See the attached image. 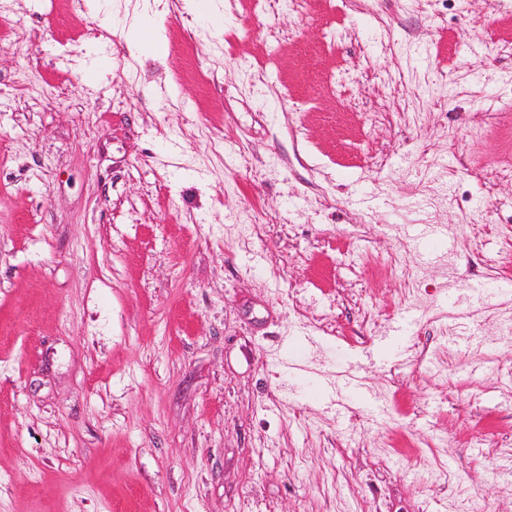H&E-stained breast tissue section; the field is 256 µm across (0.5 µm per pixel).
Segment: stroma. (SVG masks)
<instances>
[{
    "mask_svg": "<svg viewBox=\"0 0 512 512\" xmlns=\"http://www.w3.org/2000/svg\"><path fill=\"white\" fill-rule=\"evenodd\" d=\"M222 2L0 0V512H512V0ZM216 0H187L188 10L195 16L209 20L213 25L223 27L224 14L218 9ZM125 40L129 51L134 55L143 46L160 42L162 35L158 29L150 28L144 22H133L127 27Z\"/></svg>",
    "mask_w": 512,
    "mask_h": 512,
    "instance_id": "stroma-1",
    "label": "stroma"
}]
</instances>
